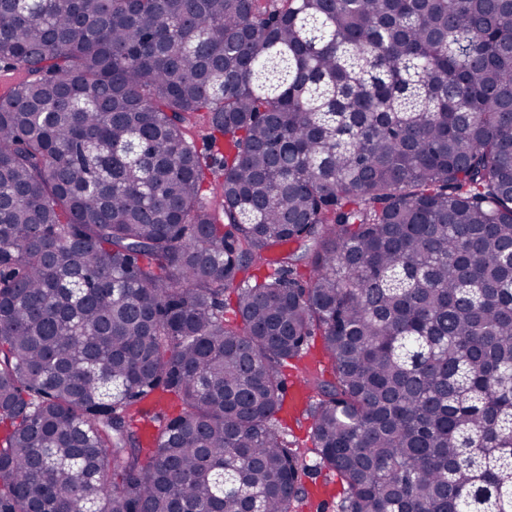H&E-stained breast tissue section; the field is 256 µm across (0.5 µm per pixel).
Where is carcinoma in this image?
Wrapping results in <instances>:
<instances>
[{"mask_svg": "<svg viewBox=\"0 0 512 512\" xmlns=\"http://www.w3.org/2000/svg\"><path fill=\"white\" fill-rule=\"evenodd\" d=\"M0 66V512H291L317 334L341 512H512L507 6L0 0ZM318 355L321 358L320 362L315 368H304V361L309 355ZM316 371L320 374H323V379L330 380L331 377V360L328 356L323 353L322 350V337L318 334L312 336L308 342V348L306 353L302 355L301 358L295 359L288 362V365L283 368V377L285 379V387H286V403L288 401V386L292 380H303L307 381L312 377V373H316Z\"/></svg>", "mask_w": 512, "mask_h": 512, "instance_id": "carcinoma-1", "label": "carcinoma"}]
</instances>
